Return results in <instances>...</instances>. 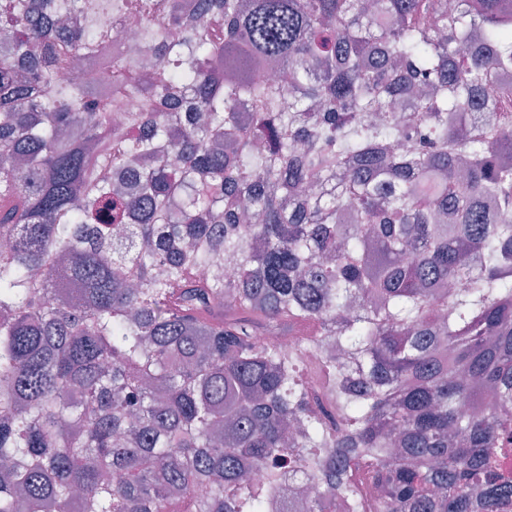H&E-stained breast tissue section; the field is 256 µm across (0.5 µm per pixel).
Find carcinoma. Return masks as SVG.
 <instances>
[{
    "instance_id": "carcinoma-1",
    "label": "carcinoma",
    "mask_w": 512,
    "mask_h": 512,
    "mask_svg": "<svg viewBox=\"0 0 512 512\" xmlns=\"http://www.w3.org/2000/svg\"><path fill=\"white\" fill-rule=\"evenodd\" d=\"M508 68L512 0H0V512H497Z\"/></svg>"
}]
</instances>
